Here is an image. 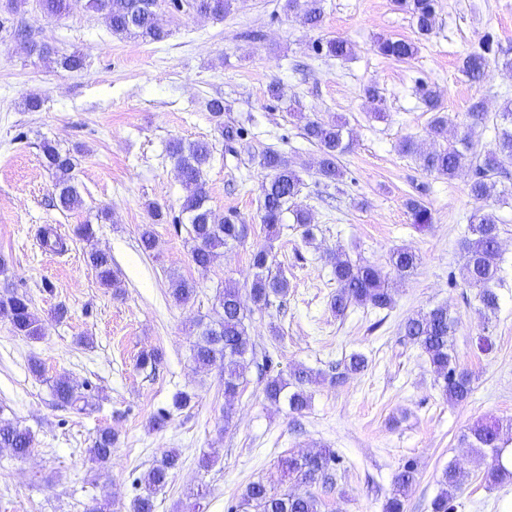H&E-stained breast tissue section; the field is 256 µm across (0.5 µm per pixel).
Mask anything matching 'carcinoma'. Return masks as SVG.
Instances as JSON below:
<instances>
[{
    "label": "carcinoma",
    "mask_w": 512,
    "mask_h": 512,
    "mask_svg": "<svg viewBox=\"0 0 512 512\" xmlns=\"http://www.w3.org/2000/svg\"><path fill=\"white\" fill-rule=\"evenodd\" d=\"M397 7L409 12L416 22L420 35L431 34L435 26L434 0H394ZM156 0H89V7L100 13L112 34L121 38H140L149 42H160L167 37V31L159 26L156 19ZM322 18L319 0H306L303 22L316 27ZM316 51L344 60L351 55L347 41L336 38L319 41ZM377 51L397 60L412 58L417 47L411 42L391 38L377 41ZM492 51V40L485 37L483 51L468 54L463 60V69L474 81L485 77L488 67L487 54ZM209 112L216 121L217 129L226 141H233L242 131L224 125L222 121L224 103L215 99L208 103ZM468 117L472 123L464 126L458 144L440 150H425L411 139L402 142L401 150L416 158L419 167L426 172L453 178L464 168L472 170L470 192L478 206L469 218L468 233L464 239L463 262L460 275L463 284L475 290L479 303L478 311L485 320H490L500 307L499 288L502 286L500 250V229L493 206L500 201L496 176L507 163H512V103L506 102L498 113L499 123L494 127L495 145L487 154L472 157L473 126L485 120L483 102L471 104ZM344 124L310 120L303 126L305 138L314 144L321 155L318 175L330 181L343 176L339 167V156L348 148L345 142ZM44 166L50 170L54 183V198L58 207L65 211L82 205V197L75 182L74 156L61 151L55 145L45 142L41 146ZM169 156L180 172L186 190L182 213L186 215L187 232L193 242L192 261L201 268H207L224 254V248L243 240L247 226L229 217H218L208 206V193L203 181V170L212 156L209 142L198 140L185 142L174 139L168 145ZM260 165L268 171L261 188L260 220L267 232L268 242L257 247L251 254L254 269L247 295L239 288L224 285L217 296L216 318L196 323L198 334L193 345V359L203 367H217L224 374V397L234 399L240 391L243 371L248 358L253 355L246 320L249 315L271 304L273 298L288 295L289 282L281 273L271 269L272 241L279 237L284 216H292L293 223L303 229L304 241L312 239L310 216L297 202L302 180L275 150L262 154ZM407 208L412 223L425 227L433 222L432 211L420 199H410ZM40 245L52 252L66 249V240L51 228L42 230ZM418 255L409 248L394 250L389 265L399 278L411 274L418 266ZM88 264L94 270L100 284L106 288L120 287V280L112 268V257L98 249L88 252ZM333 275L338 289L332 296L330 308L341 317L354 306L385 310L394 304V292L390 279L378 266L363 262L356 263L342 254H336ZM196 286L184 278L171 280V295L177 303H187L195 298ZM0 314L10 317L13 332L18 336L37 339L44 335L41 319L33 310L31 297L25 291L6 285L0 293ZM458 325L446 305H436L405 319L402 330L404 339L418 347L427 357L437 376L443 396L455 403L466 401L471 395L470 375L457 367L456 356L451 344ZM368 367V359L361 353H351L336 363L338 372L330 381L340 383L353 372ZM322 372L299 365L285 374L281 371L270 374L264 385V395L274 403H284L292 414H301L310 407L311 396L307 386L317 381ZM53 395L58 404L83 412L93 406L89 389H84L66 377L57 378L52 384ZM512 425L499 421L477 423L463 435L477 454L479 464L484 466V479L490 483L503 480L512 471L504 463L505 442L503 431ZM34 434L12 419L0 416V448H9L14 456L24 457L34 445ZM118 436L110 428L97 431L89 448L92 461L105 464L112 456ZM179 455L168 452L156 465L150 467L139 478L144 492L137 495L130 506V512H154L153 494L164 487L170 471L178 465ZM336 452L323 448L302 457L288 456L279 460L282 477L294 483L291 490L277 491L263 480L249 483L239 502L231 512H322V499L312 487L330 480V470L336 464ZM419 471L412 462L405 463L394 477L390 496L384 505V512H403L404 501L418 482ZM465 474L457 465L450 463L442 473L440 490L431 502L432 512H454L453 501L463 485Z\"/></svg>",
    "instance_id": "cac0c4a2"
}]
</instances>
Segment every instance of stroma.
Instances as JSON below:
<instances>
[{"mask_svg": "<svg viewBox=\"0 0 512 512\" xmlns=\"http://www.w3.org/2000/svg\"><path fill=\"white\" fill-rule=\"evenodd\" d=\"M321 7L322 21L312 28L301 10H287L286 0H232L221 18L198 14L187 2L177 9L159 0L167 37L150 43L112 35L88 0H69L60 17L45 14L37 0L15 10L0 0V16L8 20L0 28V255L7 261L0 287L29 293L45 326L44 336L32 340L15 335L0 315V413L35 436L25 457L0 449V512H88L105 501L111 512H129L134 478L171 450L180 465L155 493V512H184L201 485L209 489L203 512H228L250 482L279 486L281 457L324 446L339 458L337 481L321 494L325 512H383L392 479L409 460L419 481L405 512H431L451 463L466 474L455 512H512V477L483 483L476 454L462 439L475 423L512 420V197L494 206L503 285L500 308L487 322L474 290L457 278L476 207L469 170L453 178L429 174L401 150L408 138L428 149L455 144L479 99L487 117L473 139L478 151L492 149L496 114L512 99V71L496 63L512 57V0H436V25L427 37L393 0H321ZM488 34L495 41L489 75L477 84L463 60ZM336 37L351 45L348 59L315 51L317 40ZM381 38L418 50L406 61L387 58L375 50ZM32 41L59 56L79 53L82 69L66 71L31 54ZM274 85L281 98L271 95ZM371 85L380 95L375 103L365 95ZM428 89L448 118L438 140L430 135ZM32 95L42 100L35 111L25 106ZM215 98L224 102L222 121L243 129L242 139L221 137L207 110ZM314 119L346 124L352 145L339 161L342 180L317 174L320 154L302 131ZM176 138L212 143L204 170L209 205L248 226L246 237L206 270L192 262V243L179 225L185 191L167 151ZM46 140L74 152L81 207H54L53 178L40 150ZM269 149L301 175L299 202L311 214L314 238L304 241L301 229L284 224L272 255L289 292L254 312L248 333L256 353H270L279 370L322 371L308 387L310 408L299 415L265 398L256 364L247 365L241 393L229 403L219 369L199 368L191 356L196 324L211 316L217 290L228 283L248 288L250 254L267 242L260 159ZM412 197L431 209L428 228L413 224L406 207ZM153 203L164 213L157 224L149 214ZM84 223L96 230L93 242L72 236L73 226ZM147 223L157 241L149 254L139 247ZM48 227L66 238L65 252L41 248ZM93 247L111 254L120 288L99 284L86 259ZM402 247L421 264L395 279L391 309L332 313L336 252L385 269ZM177 276L197 286L189 303L170 295ZM438 304L459 320L452 344L473 386L462 404L441 395L426 357L400 333L408 316ZM60 305L68 310L62 320L54 314ZM152 348L162 351V362L140 369L141 352ZM353 352L367 357V369L331 383L330 365ZM33 358L43 377L30 372ZM60 376L91 382L99 395L91 412L54 402L51 384ZM180 390L193 393L191 406L173 411L166 428L152 429V416L170 408ZM101 427L118 435L103 466L89 455ZM205 455L214 461L207 470L199 466Z\"/></svg>", "mask_w": 512, "mask_h": 512, "instance_id": "1", "label": "stroma"}]
</instances>
